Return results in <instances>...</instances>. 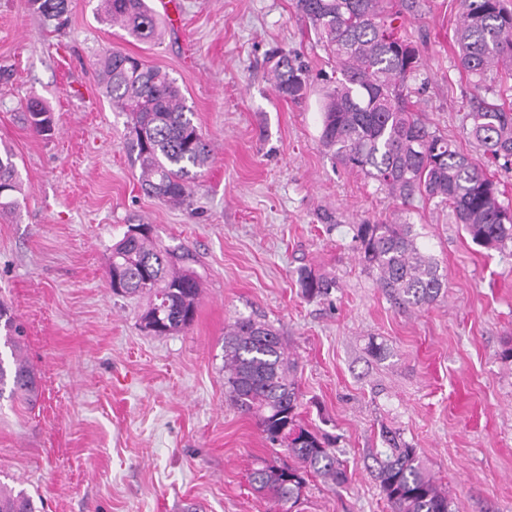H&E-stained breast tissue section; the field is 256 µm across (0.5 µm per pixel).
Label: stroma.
<instances>
[{"mask_svg":"<svg viewBox=\"0 0 512 512\" xmlns=\"http://www.w3.org/2000/svg\"><path fill=\"white\" fill-rule=\"evenodd\" d=\"M178 2L180 27L141 43L100 23L97 0H71L59 28L27 0H0V145L25 184L19 209L0 212V301L39 380L36 401L0 398V485L45 512H276L248 476L288 457L224 387V329L251 316L283 334L302 419L349 464L343 486L310 480L298 512H390L374 477L387 430L417 449L453 512H512V245L484 249L449 208L401 206L333 163L319 142L332 64L294 0ZM459 13L457 0H424L400 32L422 49L417 109L480 163L466 134L473 87L454 58ZM275 49L307 65L302 100L269 80ZM113 51L176 78L213 146L189 205L140 188L127 118L97 76ZM32 95L55 115L52 136L22 118ZM364 220L413 224L445 295L414 309L378 288L353 239ZM139 223L192 255L201 292L184 332H147V298L108 286L112 245ZM304 265L335 279L329 297L302 295Z\"/></svg>","mask_w":512,"mask_h":512,"instance_id":"35a3bbf8","label":"stroma"}]
</instances>
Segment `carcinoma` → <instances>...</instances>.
I'll list each match as a JSON object with an SVG mask.
<instances>
[{"label":"carcinoma","instance_id":"carcinoma-1","mask_svg":"<svg viewBox=\"0 0 512 512\" xmlns=\"http://www.w3.org/2000/svg\"><path fill=\"white\" fill-rule=\"evenodd\" d=\"M46 22L61 23L69 0H28ZM297 13L336 69L326 78L320 108L319 141L334 163L378 182L403 205L415 199L448 207L473 243L500 249L512 243V212L499 184L448 137L433 130L412 101L423 66L419 48L395 36L393 23L415 15L420 0H295ZM455 31L459 67L477 89H490L501 66L512 67V9L504 0H460ZM100 22L121 27L140 42L161 33V21L147 0H100ZM270 80L284 99L296 101L309 87L307 68L297 55L280 50L269 57ZM99 78L112 106L123 112L134 138L130 152L138 166L141 189L161 201L181 205L192 180L205 167L212 147L186 105L175 78L141 58L122 52L106 54ZM469 135L483 149L486 164L512 162V108L477 94L469 111ZM25 121L33 132L49 136L53 113L37 98L26 102ZM22 181L10 151H0V211L19 206ZM112 245L109 286L117 296L146 295L144 327L157 335L186 330L193 322L199 281L176 266L175 256L156 249L150 236L132 234ZM359 257L376 283L396 303L429 305L448 288L439 261L420 243L413 225H353ZM304 297L326 296L336 282L308 267L296 271ZM0 330L11 360L0 357V397L38 395L34 370L21 357L23 329L0 304ZM291 362L279 331L270 323L239 317L224 332V385L229 400L258 417L272 446L277 435L300 426L299 394ZM300 445L281 449L291 465L264 464L250 473L251 486L271 497L278 512H293L307 484L319 478L341 486L348 480L346 461L329 440L311 430ZM375 479L391 512H451L448 493L423 464L416 449L395 446L378 462ZM0 512H40L24 491L0 489Z\"/></svg>","mask_w":512,"mask_h":512}]
</instances>
